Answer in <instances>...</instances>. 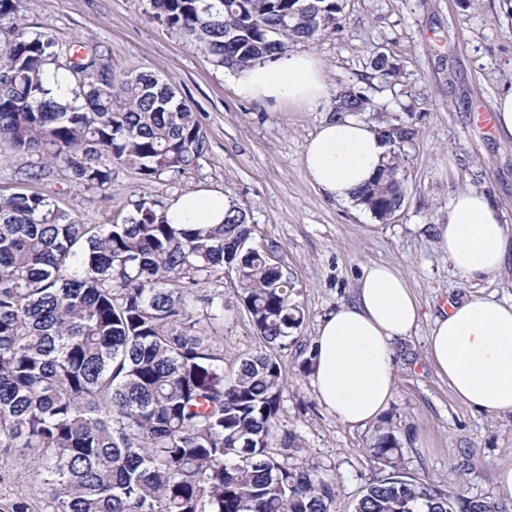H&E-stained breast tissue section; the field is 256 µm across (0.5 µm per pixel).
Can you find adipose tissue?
Here are the masks:
<instances>
[{"label": "adipose tissue", "instance_id": "1", "mask_svg": "<svg viewBox=\"0 0 512 512\" xmlns=\"http://www.w3.org/2000/svg\"><path fill=\"white\" fill-rule=\"evenodd\" d=\"M238 97L270 108H313L325 97L326 77L313 55L288 51L232 76ZM387 147L376 127L355 116L324 120L308 141L302 163L311 184L327 198L354 202L384 161ZM224 193L199 189L166 203L172 224L223 223ZM437 245L463 277H496L512 258V226L478 189L455 195ZM424 313L407 279L390 263L366 266L354 298L321 322L311 351L312 386L338 422L375 421L395 393L397 347ZM430 360L454 397L491 416L512 415V300L469 294L450 300L428 336Z\"/></svg>", "mask_w": 512, "mask_h": 512}]
</instances>
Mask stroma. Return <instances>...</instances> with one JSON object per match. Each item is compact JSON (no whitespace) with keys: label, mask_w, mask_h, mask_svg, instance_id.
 <instances>
[{"label":"stroma","mask_w":512,"mask_h":512,"mask_svg":"<svg viewBox=\"0 0 512 512\" xmlns=\"http://www.w3.org/2000/svg\"><path fill=\"white\" fill-rule=\"evenodd\" d=\"M148 8V0H23L20 15L34 30L103 42L115 70L171 81L206 129L204 158L193 170L153 181L114 167L104 194L79 188L60 172L37 183V191L53 195L84 224L122 221L135 200L165 201L202 187L224 192L245 208L256 243L274 249L306 310L280 354L288 377L280 422L334 484L336 512H354L363 488L380 476L369 448L385 426L400 441L408 475L495 498L498 469L512 465V416H487L458 402L429 359L427 336L430 316L447 299L475 290L512 296L511 264L496 280L472 284L439 252L433 233L447 220L453 197L471 188L485 191L512 225V141L484 131L476 116L478 106H493L498 92L512 86V0H345L339 30L301 45L325 68L322 105L275 111L237 97L229 70L149 19ZM380 49L396 60L400 78L397 91L375 99L390 114L411 117L419 131L404 156L405 205L384 222L323 197L302 165L337 90L365 85L366 64ZM376 261L398 267L426 318L400 348L387 409L352 428L318 400L310 353L322 319L351 300L364 266ZM192 292L196 316L223 352L225 369H233L260 344L237 302L234 279L201 280Z\"/></svg>","instance_id":"35a3bbf8"}]
</instances>
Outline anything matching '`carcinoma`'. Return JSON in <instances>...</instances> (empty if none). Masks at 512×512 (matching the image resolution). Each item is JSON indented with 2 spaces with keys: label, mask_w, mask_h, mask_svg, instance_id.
Masks as SVG:
<instances>
[{
  "label": "carcinoma",
  "mask_w": 512,
  "mask_h": 512,
  "mask_svg": "<svg viewBox=\"0 0 512 512\" xmlns=\"http://www.w3.org/2000/svg\"><path fill=\"white\" fill-rule=\"evenodd\" d=\"M22 0H0V160L31 157L21 181L54 170L105 191L113 166L142 180L184 173L207 152L202 123L173 84L118 74L95 39L30 30ZM149 18L214 66L239 71L336 31L343 0H148ZM375 90L397 85L384 51ZM343 88L332 111L369 114L387 159L355 204L385 221L402 210L405 147L417 131L369 89ZM120 224H82L49 194L0 193V512H335V486L279 432L286 383L278 350L305 320L295 282L234 203L224 223L179 228L165 203L136 201ZM229 271L261 341L224 371L199 331L188 285ZM386 474L355 512H502L402 472L393 428L369 448ZM40 462L33 476L19 457ZM46 492L23 491L27 481Z\"/></svg>",
  "instance_id": "obj_1"
}]
</instances>
